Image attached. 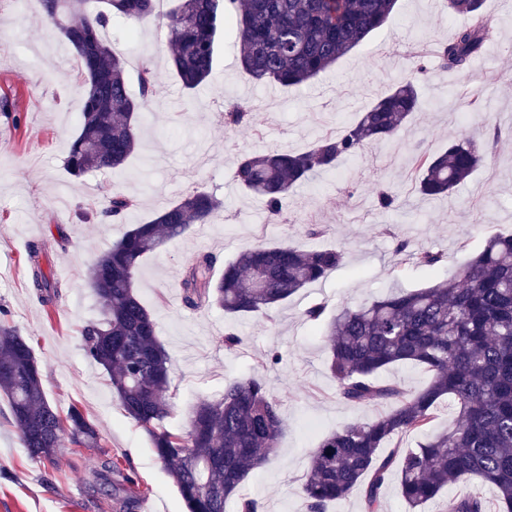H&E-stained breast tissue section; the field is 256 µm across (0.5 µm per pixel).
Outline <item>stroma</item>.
<instances>
[{
    "mask_svg": "<svg viewBox=\"0 0 512 512\" xmlns=\"http://www.w3.org/2000/svg\"><path fill=\"white\" fill-rule=\"evenodd\" d=\"M435 0H398L384 27L311 83L299 87L253 82L241 69L235 27L225 23L216 47L214 75L196 91L181 88L169 65L164 30L116 17L109 35L124 56L130 90L141 65L158 83L145 108L141 140L124 168L72 177L65 167L83 106L79 61L45 21L38 0H0V326L25 337L40 363L44 389L59 411L77 405L99 431V445L63 440L56 465L29 458L0 397V512H117L92 495L99 460L112 459L133 477L139 498L155 512H185L171 477L157 462L146 432L130 420L109 385L106 370L84 351L83 327L100 319L101 303L88 286L87 269L132 224L144 222L180 196L207 191L223 202L211 223L146 257L136 292L152 313L157 338L170 357L171 405L166 430L188 428L189 410L215 400L224 385L262 378L279 400L286 430L271 458L241 488L266 512H307L302 482L313 448L352 421L382 413L379 405L342 402L328 367L327 320L337 308L359 306L389 294L445 282L481 250L491 234H512V0H485L494 32L478 63L448 72L435 59L460 20ZM428 70L419 80L422 108L396 140L367 147L335 171L297 186L278 216L264 199L233 180L237 158L281 148L308 150L320 137L341 134L379 96L404 81L417 56ZM479 96L484 122L475 125L467 105ZM242 99L248 124L224 129V105ZM472 136L492 151L489 164L445 197L418 189L417 156L436 153L450 138ZM396 197L379 204L382 192ZM136 197L124 218L100 220L112 195ZM90 220H80V212ZM323 229L308 235L309 225ZM407 242L408 254L396 251ZM303 250L335 246L342 265L274 310L271 318H238L213 306L187 307L182 280L204 253L230 261L254 245ZM44 248V270L61 285L53 304L32 286L29 249ZM442 253L435 267L415 264L412 252ZM319 304L324 317L308 320ZM243 342L224 345L227 333ZM278 354L275 363L267 354Z\"/></svg>",
    "mask_w": 512,
    "mask_h": 512,
    "instance_id": "1",
    "label": "stroma"
}]
</instances>
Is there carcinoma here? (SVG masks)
Segmentation results:
<instances>
[{"label": "carcinoma", "instance_id": "obj_1", "mask_svg": "<svg viewBox=\"0 0 512 512\" xmlns=\"http://www.w3.org/2000/svg\"><path fill=\"white\" fill-rule=\"evenodd\" d=\"M449 13L467 19L437 50L440 67L459 71L492 40L483 15L484 0H444ZM39 0L46 21L70 44L81 63L85 101L66 166L76 178L112 171L139 146L142 109L155 91L153 70L138 75L139 95L128 89L121 52L104 31L112 17L157 22L166 28L170 67L187 91L211 76L221 19L236 24L239 62L256 83L298 86L316 79L380 29L396 0H179L167 14L158 0ZM413 76L381 96L340 136H324L305 152L276 150L241 155L233 179L243 190L263 197L270 213L316 173L333 170L341 159L358 157L372 143L393 140L422 106ZM246 102L224 108V125L246 122ZM488 147L465 137L448 141L438 153L418 157V191L445 196L491 161ZM137 200L115 196L106 213L124 217ZM223 207L212 194L196 191L161 209L153 219L134 224L90 266L88 279L102 302V318L82 330L87 356L109 374L112 391L126 415L151 439L157 460L168 472L186 512H224L238 499L239 512H262L253 498L238 496L248 477L270 459L286 429L280 403L264 380L230 381L215 401L191 412L186 433L160 428L170 414L166 398L169 355L156 336L155 320L135 293L142 260L194 224H208ZM38 248L33 287L45 303L58 297L59 284L43 271ZM335 248L301 250L288 245H256L215 273V259L199 256L183 279V301L192 308L216 306L238 317H268L307 285L326 278L343 263ZM330 370L339 398L356 407L380 404L388 410L372 420H356L326 437L313 450L303 484L309 512L358 492L365 512H382L383 486L398 466L401 497L416 510L448 484L478 478L494 485L501 512H512V235L494 234L455 281L396 292L358 307L336 311L326 330ZM398 363L431 372L423 389L408 393L379 373ZM7 398L12 421L30 457L54 463L62 437L83 447L98 446V432L79 408L66 415L49 401L42 371L26 339L0 328V396ZM453 406L456 424L432 432L415 448L380 456L395 437L431 427L443 401ZM117 466L100 464L96 489L109 493ZM125 496L119 509L133 507L135 481L122 476ZM448 512H487L474 490L448 500Z\"/></svg>", "mask_w": 512, "mask_h": 512}]
</instances>
